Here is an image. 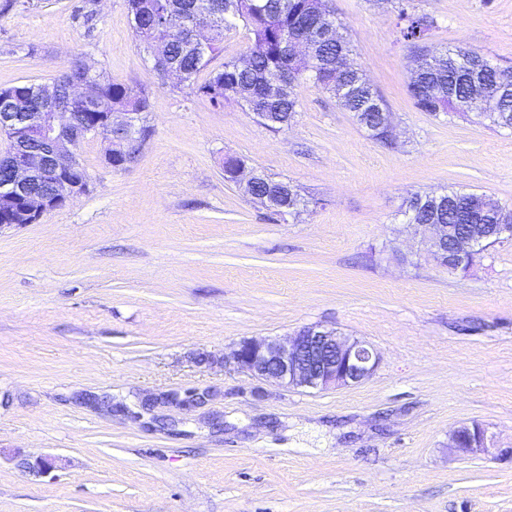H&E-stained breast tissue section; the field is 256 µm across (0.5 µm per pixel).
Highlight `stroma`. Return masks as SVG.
I'll return each instance as SVG.
<instances>
[{
  "mask_svg": "<svg viewBox=\"0 0 512 512\" xmlns=\"http://www.w3.org/2000/svg\"><path fill=\"white\" fill-rule=\"evenodd\" d=\"M402 5L433 18L431 45L512 68V0H331L393 114L388 149L309 83L273 132L161 79L127 0H0V87L80 58L151 104L129 169L85 140L87 190L0 229V512H512V241L451 272L402 226L415 191L512 204V131L415 106ZM228 156L308 208L250 201L224 180ZM310 324L370 344L373 375L288 389L222 364L243 339ZM472 423L494 446L465 457L449 437ZM22 456L53 468L31 475Z\"/></svg>",
  "mask_w": 512,
  "mask_h": 512,
  "instance_id": "1",
  "label": "stroma"
}]
</instances>
